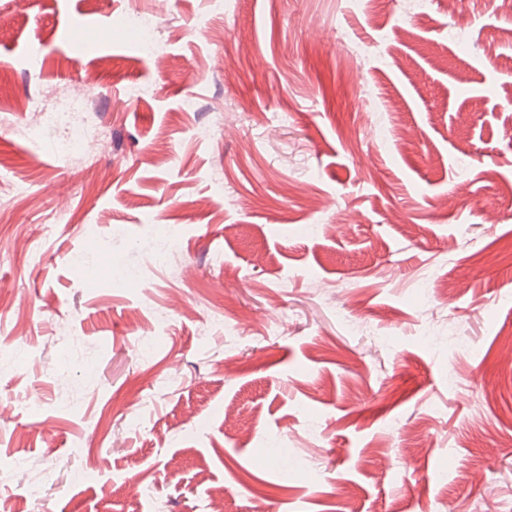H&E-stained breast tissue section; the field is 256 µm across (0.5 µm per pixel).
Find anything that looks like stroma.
<instances>
[{
    "mask_svg": "<svg viewBox=\"0 0 512 512\" xmlns=\"http://www.w3.org/2000/svg\"><path fill=\"white\" fill-rule=\"evenodd\" d=\"M133 11L164 58L120 28ZM85 78L109 138L31 151L28 101ZM1 164L0 512H195L210 488L223 512L512 507V15L0 0Z\"/></svg>",
    "mask_w": 512,
    "mask_h": 512,
    "instance_id": "stroma-1",
    "label": "stroma"
}]
</instances>
